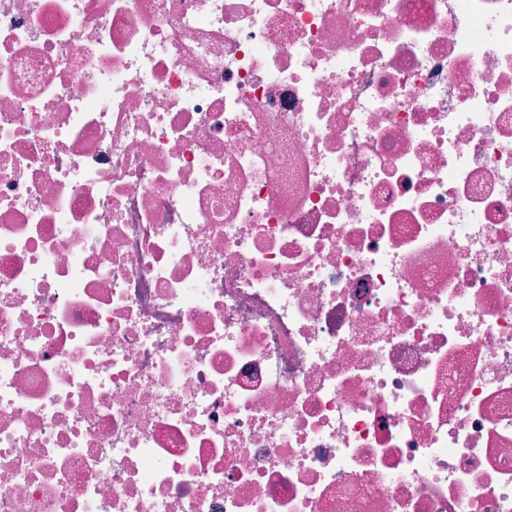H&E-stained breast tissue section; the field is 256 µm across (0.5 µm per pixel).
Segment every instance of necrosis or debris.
<instances>
[{
  "label": "necrosis or debris",
  "mask_w": 512,
  "mask_h": 512,
  "mask_svg": "<svg viewBox=\"0 0 512 512\" xmlns=\"http://www.w3.org/2000/svg\"><path fill=\"white\" fill-rule=\"evenodd\" d=\"M0 512H512V0H0Z\"/></svg>",
  "instance_id": "necrosis-or-debris-1"
}]
</instances>
